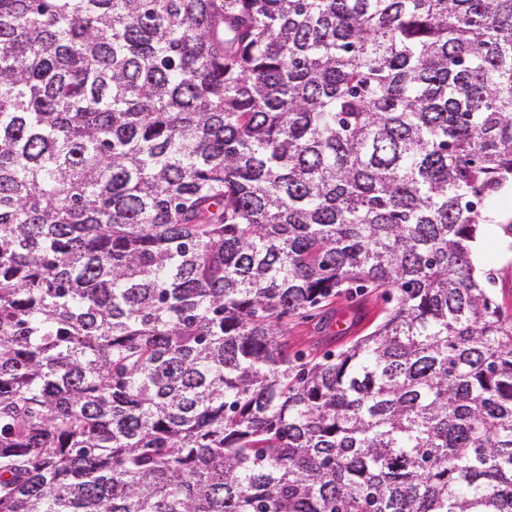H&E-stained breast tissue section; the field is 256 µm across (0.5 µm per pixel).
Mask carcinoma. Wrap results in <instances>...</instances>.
Listing matches in <instances>:
<instances>
[{"label": "carcinoma", "instance_id": "carcinoma-1", "mask_svg": "<svg viewBox=\"0 0 512 512\" xmlns=\"http://www.w3.org/2000/svg\"><path fill=\"white\" fill-rule=\"evenodd\" d=\"M508 190L512 0H0V512H512ZM476 245L480 247L477 265L493 273L488 288L494 303L505 315H512V236H505L497 224H489ZM386 303L377 293L348 299L345 296L336 298L323 310L303 322L288 324V353L297 350L323 352L327 349H338L349 344L357 336H365L381 317ZM345 318L347 333L342 340H336L326 335L322 326L330 318L333 322ZM344 330V323L338 319L336 331Z\"/></svg>", "mask_w": 512, "mask_h": 512}]
</instances>
